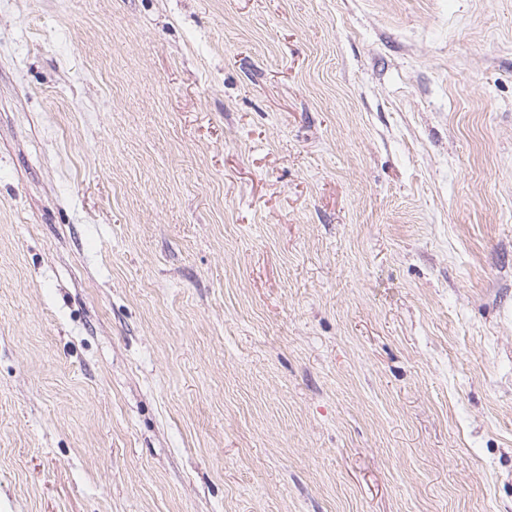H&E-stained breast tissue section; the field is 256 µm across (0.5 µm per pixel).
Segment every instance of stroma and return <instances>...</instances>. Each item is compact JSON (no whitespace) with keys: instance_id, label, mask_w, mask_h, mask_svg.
Here are the masks:
<instances>
[{"instance_id":"obj_1","label":"stroma","mask_w":512,"mask_h":512,"mask_svg":"<svg viewBox=\"0 0 512 512\" xmlns=\"http://www.w3.org/2000/svg\"><path fill=\"white\" fill-rule=\"evenodd\" d=\"M0 512H512V0H0Z\"/></svg>"}]
</instances>
